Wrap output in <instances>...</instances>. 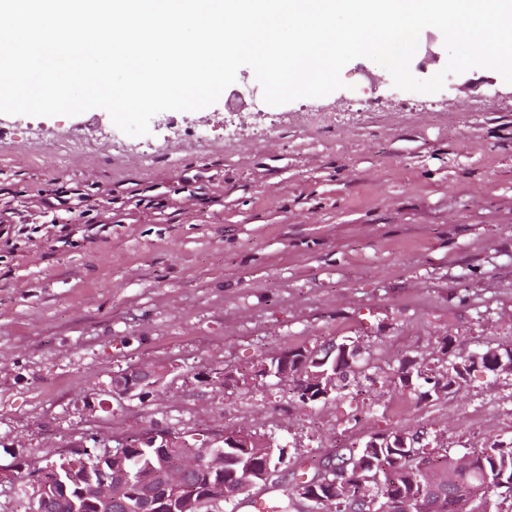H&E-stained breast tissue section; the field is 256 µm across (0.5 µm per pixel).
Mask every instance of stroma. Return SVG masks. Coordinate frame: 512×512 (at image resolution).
Here are the masks:
<instances>
[{"mask_svg":"<svg viewBox=\"0 0 512 512\" xmlns=\"http://www.w3.org/2000/svg\"><path fill=\"white\" fill-rule=\"evenodd\" d=\"M446 62L425 28L412 74ZM341 78L270 106L243 67L239 111H163L140 137L101 108L0 114V512H30L13 474L155 425L271 436L289 485L388 427L457 451L512 435V387L477 375L439 401L311 409L248 378L262 354L344 336L396 361L447 335L512 342V84L473 68L408 92L367 58ZM152 364L158 386L112 397L113 376Z\"/></svg>","mask_w":512,"mask_h":512,"instance_id":"1","label":"stroma"}]
</instances>
